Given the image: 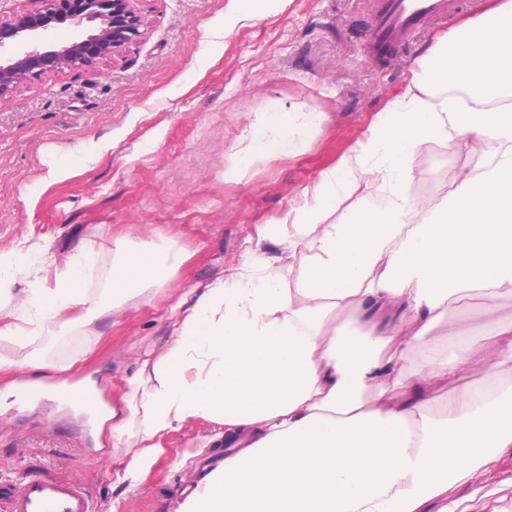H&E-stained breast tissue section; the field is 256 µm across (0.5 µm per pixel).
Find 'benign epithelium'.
I'll list each match as a JSON object with an SVG mask.
<instances>
[{"label":"benign epithelium","mask_w":512,"mask_h":512,"mask_svg":"<svg viewBox=\"0 0 512 512\" xmlns=\"http://www.w3.org/2000/svg\"><path fill=\"white\" fill-rule=\"evenodd\" d=\"M47 7L0 17V95L16 83L64 67L90 68L141 36L133 0H44ZM100 22L96 33L84 24ZM68 24L72 37L55 42L57 24Z\"/></svg>","instance_id":"1"}]
</instances>
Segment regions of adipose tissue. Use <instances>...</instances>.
<instances>
[{"instance_id": "ef3b65f1", "label": "adipose tissue", "mask_w": 512, "mask_h": 512, "mask_svg": "<svg viewBox=\"0 0 512 512\" xmlns=\"http://www.w3.org/2000/svg\"><path fill=\"white\" fill-rule=\"evenodd\" d=\"M323 121L292 107L260 113L225 178L292 155ZM430 141L451 144L465 163L451 194L423 210L410 185ZM287 218L298 287L282 288L270 265L208 289L131 383V415L117 432L151 438L195 416L223 424L224 462L180 512H456L449 486L512 455V382H467L475 368L512 364V319L453 358L426 352L449 294L512 297V0L429 48L407 90ZM114 245L108 265L80 248L50 288L20 247L0 254V277L23 278L20 306L63 335L74 307L86 306L90 322L104 313L90 302L89 275L117 307L181 260L168 245ZM393 379L406 384L401 398L388 395ZM443 389L447 414L427 417Z\"/></svg>"}]
</instances>
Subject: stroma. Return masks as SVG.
I'll return each instance as SVG.
<instances>
[{"mask_svg":"<svg viewBox=\"0 0 512 512\" xmlns=\"http://www.w3.org/2000/svg\"><path fill=\"white\" fill-rule=\"evenodd\" d=\"M489 0H461L448 20L417 32L387 63L372 62L365 32L369 0H265L259 20H240L234 0H134L142 36L94 67L63 68L23 80L0 96V253H39L44 284L93 243L100 263L112 240L174 239L185 260L166 280L112 309L98 278L93 301L106 315L59 336L0 334V482L34 466L78 480L97 512H179L201 476L224 460V427L187 420L136 447L112 432L129 416V384L144 362L173 342L182 309L218 281L259 276L287 264L264 225L284 217L321 172L359 140L410 83L411 68L438 39L481 14ZM323 112L322 131L293 157L224 179L256 113L277 106ZM412 192L433 200L451 192L462 157L448 144H424ZM512 315V297L453 294L433 332L432 350L484 342L487 303ZM47 366L27 368L30 357ZM41 380L40 399L19 397L20 380ZM85 380L108 405L88 419L55 403L50 386ZM458 512H502L512 503V458L448 490Z\"/></svg>","mask_w":512,"mask_h":512,"instance_id":"1","label":"stroma"}]
</instances>
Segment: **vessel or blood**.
Segmentation results:
<instances>
[{
  "label": "vessel or blood",
  "instance_id": "1",
  "mask_svg": "<svg viewBox=\"0 0 512 512\" xmlns=\"http://www.w3.org/2000/svg\"><path fill=\"white\" fill-rule=\"evenodd\" d=\"M458 0H371L367 34L371 60L384 61L413 32L446 19ZM56 400L95 412L96 395L86 387L54 390ZM0 512H96L92 498L78 482L45 470H33L20 481L0 485Z\"/></svg>",
  "mask_w": 512,
  "mask_h": 512
}]
</instances>
